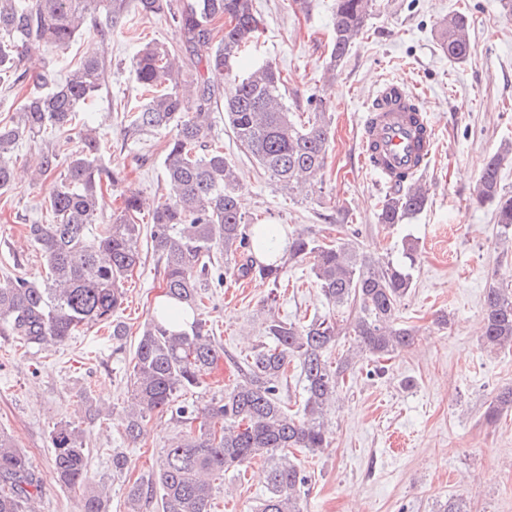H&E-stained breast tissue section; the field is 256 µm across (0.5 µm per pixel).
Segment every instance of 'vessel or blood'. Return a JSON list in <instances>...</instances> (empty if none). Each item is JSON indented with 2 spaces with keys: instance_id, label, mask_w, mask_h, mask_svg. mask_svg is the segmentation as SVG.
<instances>
[{
  "instance_id": "1",
  "label": "vessel or blood",
  "mask_w": 512,
  "mask_h": 512,
  "mask_svg": "<svg viewBox=\"0 0 512 512\" xmlns=\"http://www.w3.org/2000/svg\"><path fill=\"white\" fill-rule=\"evenodd\" d=\"M407 90L394 80H384L368 109L361 131L359 161L395 186L398 173L416 174L436 155V136H417L405 115Z\"/></svg>"
}]
</instances>
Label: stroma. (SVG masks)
<instances>
[{
    "label": "stroma",
    "mask_w": 512,
    "mask_h": 512,
    "mask_svg": "<svg viewBox=\"0 0 512 512\" xmlns=\"http://www.w3.org/2000/svg\"><path fill=\"white\" fill-rule=\"evenodd\" d=\"M263 33L248 54L249 64L272 63L287 79L285 103L302 113L308 100H328L331 142L321 183L314 190L282 194L268 175L238 148L223 112L212 114L213 139L237 166L243 184L242 212L250 224H276L285 233L304 230L321 239L353 238L360 254L400 260L405 243L416 250L413 286L399 307L401 324L420 336L386 360L374 375L372 360L347 375L339 400L326 416L329 447L295 450L308 476L304 512H438L450 498L470 512H512V415L487 423L483 414L499 389L512 386V349L482 344L480 322L490 284L512 283V247L498 243L495 207L478 203L474 188L486 158L512 142V16L499 0H377L363 33L335 75L324 61L332 37L335 0H254ZM469 19L470 54L453 63L436 35L449 14ZM124 32L104 38V16L64 50L40 48L23 62L50 64L58 75L83 56L104 53L108 78L89 102L88 122L103 146L106 165L123 168L126 184L150 204L165 182L163 148L169 131L127 133L119 103L133 100L137 85L132 60L146 43H171L170 20L129 11ZM393 79L417 95L437 132V155L419 179L428 189L420 213L394 226L379 224L378 209L388 192L358 162L359 136L379 83ZM40 142L17 150L12 188L0 195V277L20 274L36 280L43 272L38 251L26 236L29 224L48 221V186L33 181L25 165ZM141 264L124 284L116 317L129 329L123 340L95 325L52 349L17 347L0 331V430L27 452L43 477L38 512H78L79 490L50 476L49 432L68 422L85 431L88 481L109 486L107 512H130L128 488L151 474L164 448L181 433L170 414L154 415L137 441L119 419H90L88 397L122 410L130 397L127 367L139 331L163 293V266L149 239L141 241ZM280 288L246 279L214 289L203 317L224 358L204 386L185 402L210 403L237 379L236 365L260 346L269 315L308 321L349 310L330 311L309 263L290 267ZM448 315L438 327V315ZM122 452L129 470L112 474V454ZM268 464L253 460L226 472L211 512H255L265 496Z\"/></svg>",
    "instance_id": "1"
}]
</instances>
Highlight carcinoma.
<instances>
[{"label":"carcinoma","instance_id":"obj_1","mask_svg":"<svg viewBox=\"0 0 512 512\" xmlns=\"http://www.w3.org/2000/svg\"><path fill=\"white\" fill-rule=\"evenodd\" d=\"M375 0H336L333 35L326 70H336L372 15ZM143 16L171 19L177 43H147L136 53L133 74L137 105L123 116L129 131L170 128L162 167L168 192L152 213L149 237L164 265V298L192 313L184 328L173 325L165 306L153 308L136 345L132 370V405L121 416L124 433L138 440L157 413H169L183 434L164 449L152 477L134 483L128 498L140 506L160 494L162 512H211L216 482L224 473L252 459L269 463L268 495L258 512H303L301 493L307 476L292 459L291 449L315 451L330 445L325 427L328 409L337 402L341 382L356 359L375 361L415 343L414 329L398 324L401 301L410 293L414 246L404 261L373 262L357 257L352 241H325L302 231L288 239V250L270 253L258 264L252 251L255 233L240 211L242 183L224 147L210 139L214 108H224L225 123L236 141L269 174L282 192L299 184L317 186L325 168L330 140L329 105L308 102L303 119L284 103L287 79L271 64L241 75L238 60L258 41L260 21L252 0H137ZM106 14L108 33L124 30L126 0H0V78L9 87L26 80L32 89L12 114L0 116V193L12 186L16 150L49 128L79 130L81 146L71 153L62 146L42 150L35 163L38 180L50 181L49 224H31L28 237L42 259L39 281L8 276L0 281V327L25 346L55 347L80 330L112 325V339L128 335L116 319L123 304V281L140 265L141 202L124 190L122 206L106 224L97 223L105 190L120 187L123 171L101 161L96 131L81 112L105 82L102 55H87L63 78L46 68L29 77L17 73L25 56L41 46L63 49L80 36L86 19ZM224 20V33L213 41L210 23ZM439 45L455 62L470 53L468 20L453 14L440 26ZM205 63L212 77H190L186 69ZM219 84L212 83V80ZM512 147L484 162L476 198L495 204L500 239L512 243V195L501 188V169ZM427 195L416 184L386 195L377 214L381 224H401L420 213ZM224 252V270H212L216 252ZM309 262L321 295L333 309L351 307L355 314L342 327L331 317L287 322L275 315L265 331L273 344L262 346L239 367V379L224 397L198 407L177 401V393L198 388L224 358L199 310L212 283L258 277L278 287L287 268ZM349 348L331 361L329 350L339 337ZM480 336L487 347L512 348V288L492 284L484 296ZM299 361L306 399L303 413L292 414L280 398L288 364ZM512 412V386L490 402L485 418L497 421ZM217 419L215 429L209 421ZM54 479L84 488L80 512H106L108 486L88 487L84 430L58 423L50 431ZM42 477L31 458L0 432V512H36Z\"/></svg>","mask_w":512,"mask_h":512}]
</instances>
